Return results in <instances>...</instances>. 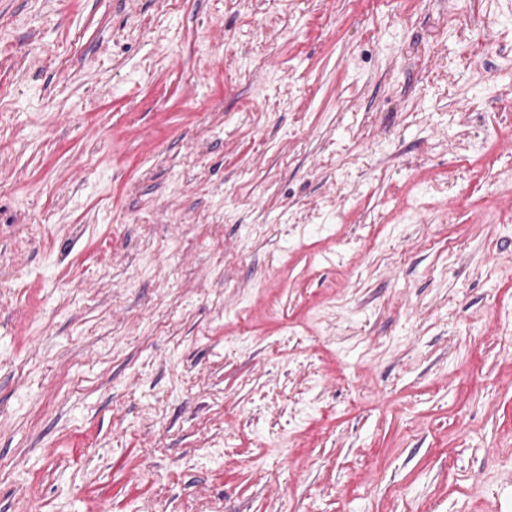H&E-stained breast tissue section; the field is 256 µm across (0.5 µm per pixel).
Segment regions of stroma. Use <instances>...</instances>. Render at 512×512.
<instances>
[{
	"label": "stroma",
	"mask_w": 512,
	"mask_h": 512,
	"mask_svg": "<svg viewBox=\"0 0 512 512\" xmlns=\"http://www.w3.org/2000/svg\"><path fill=\"white\" fill-rule=\"evenodd\" d=\"M512 0H0V512H512Z\"/></svg>",
	"instance_id": "stroma-1"
}]
</instances>
